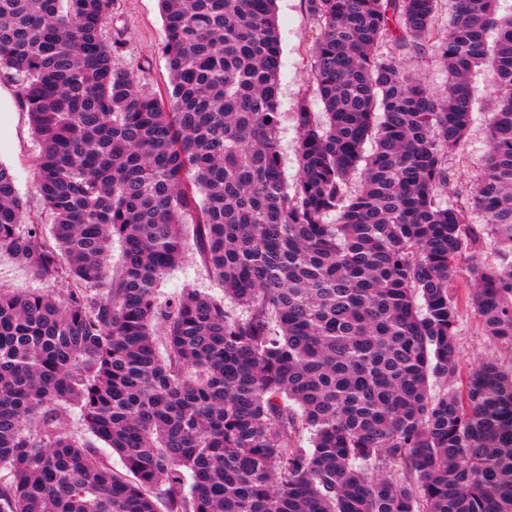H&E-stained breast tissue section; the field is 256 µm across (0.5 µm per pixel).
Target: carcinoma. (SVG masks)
<instances>
[{
	"instance_id": "carcinoma-1",
	"label": "carcinoma",
	"mask_w": 512,
	"mask_h": 512,
	"mask_svg": "<svg viewBox=\"0 0 512 512\" xmlns=\"http://www.w3.org/2000/svg\"><path fill=\"white\" fill-rule=\"evenodd\" d=\"M274 2L160 0L157 97L115 67V0H0V70L52 216L24 223L0 164V255L66 285L0 289V512H512V365L454 385L476 213L499 264L467 277L512 348V15L448 0L443 26L441 0H305L323 115L297 102L290 185ZM428 48L442 90L405 62ZM482 66L497 96L466 191L449 160ZM190 234L224 296L162 302Z\"/></svg>"
}]
</instances>
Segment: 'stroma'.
<instances>
[{
  "instance_id": "35a3bbf8",
  "label": "stroma",
  "mask_w": 512,
  "mask_h": 512,
  "mask_svg": "<svg viewBox=\"0 0 512 512\" xmlns=\"http://www.w3.org/2000/svg\"><path fill=\"white\" fill-rule=\"evenodd\" d=\"M275 15L281 40V73L279 110L282 114L279 139L287 181H295L298 173V131L293 118L296 103L307 98L312 111H321L310 78L311 49L317 37L316 25L308 14L304 0H275ZM106 40H119L121 49L115 56L117 67L133 73L141 89L148 94L163 93L169 83L167 60L163 53L164 26L159 0H116L112 19L106 24ZM472 86L475 114L471 128L451 166L463 188L474 187L482 159L487 151L489 106L495 97L496 80L486 67L478 69ZM40 144L36 139L28 113L22 107L18 84L0 72V164L14 176L16 189L26 204L34 223H49L40 196L36 191V160ZM187 288H204L220 296L221 284L211 278L196 248H189L182 263L171 270L159 284V296L168 299ZM461 307L459 346L463 367L479 364L494 357L503 364L512 363V349L500 346L487 336L469 281L459 283Z\"/></svg>"
}]
</instances>
